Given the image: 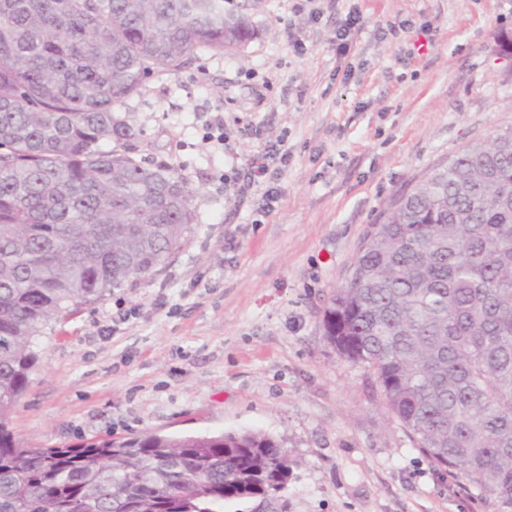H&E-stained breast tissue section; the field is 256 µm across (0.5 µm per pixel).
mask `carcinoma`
Here are the masks:
<instances>
[{
    "label": "carcinoma",
    "instance_id": "carcinoma-1",
    "mask_svg": "<svg viewBox=\"0 0 512 512\" xmlns=\"http://www.w3.org/2000/svg\"><path fill=\"white\" fill-rule=\"evenodd\" d=\"M252 35L224 0H0V512L286 504L300 461L266 433L23 448L7 426L48 322L154 272L196 223L186 179L130 155L127 99ZM322 328L431 463L512 512V125L393 201Z\"/></svg>",
    "mask_w": 512,
    "mask_h": 512
}]
</instances>
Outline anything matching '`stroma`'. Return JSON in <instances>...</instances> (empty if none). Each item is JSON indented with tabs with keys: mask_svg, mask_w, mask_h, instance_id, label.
I'll use <instances>...</instances> for the list:
<instances>
[{
	"mask_svg": "<svg viewBox=\"0 0 512 512\" xmlns=\"http://www.w3.org/2000/svg\"><path fill=\"white\" fill-rule=\"evenodd\" d=\"M230 5L251 41L126 105L133 155L187 178L196 224L151 275L44 328L9 428L27 448L265 432L302 462L288 512H498L421 454L322 317L393 199L512 124V0Z\"/></svg>",
	"mask_w": 512,
	"mask_h": 512,
	"instance_id": "35a3bbf8",
	"label": "stroma"
}]
</instances>
